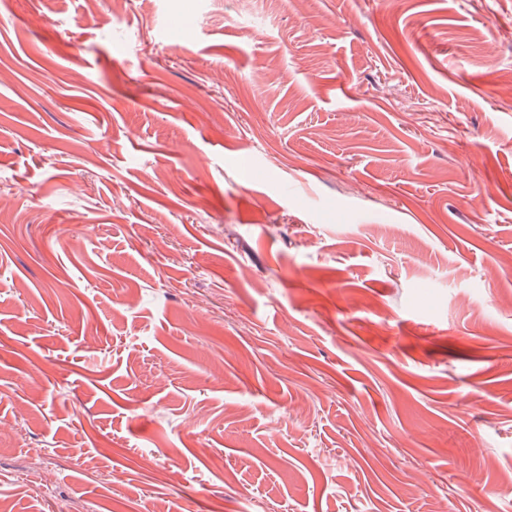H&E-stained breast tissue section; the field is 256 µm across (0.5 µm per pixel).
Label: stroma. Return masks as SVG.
Returning a JSON list of instances; mask_svg holds the SVG:
<instances>
[{
  "label": "stroma",
  "mask_w": 512,
  "mask_h": 512,
  "mask_svg": "<svg viewBox=\"0 0 512 512\" xmlns=\"http://www.w3.org/2000/svg\"><path fill=\"white\" fill-rule=\"evenodd\" d=\"M511 74L512 0H0V498L512 512Z\"/></svg>",
  "instance_id": "obj_1"
}]
</instances>
